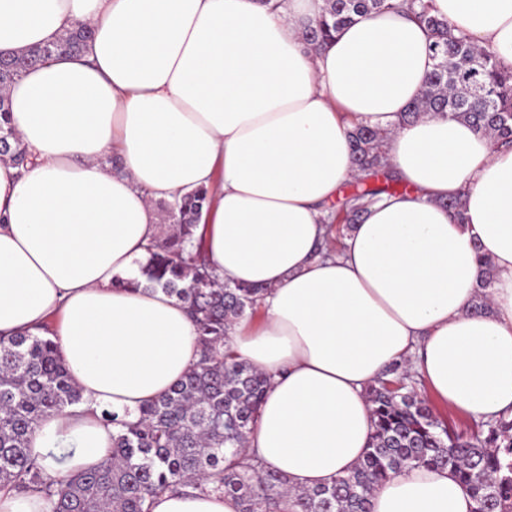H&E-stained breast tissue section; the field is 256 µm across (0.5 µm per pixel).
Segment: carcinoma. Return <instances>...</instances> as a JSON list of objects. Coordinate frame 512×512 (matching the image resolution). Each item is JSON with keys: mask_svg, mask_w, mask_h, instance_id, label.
I'll use <instances>...</instances> for the list:
<instances>
[{"mask_svg": "<svg viewBox=\"0 0 512 512\" xmlns=\"http://www.w3.org/2000/svg\"><path fill=\"white\" fill-rule=\"evenodd\" d=\"M394 9L426 26L434 61L426 90L402 121L435 112L511 144L512 68L469 38L452 35L450 21L434 13L432 0H325L304 41L320 49L342 27ZM91 38V28L77 22L55 42L0 59V157L22 168L30 162L8 123V86L62 51H85ZM383 142L381 133L366 126L351 133L359 175L336 213L338 236L365 214L362 201L406 192L390 171ZM207 203L203 188L165 203L174 232L149 248L142 268L147 286L188 303L198 359L182 380L142 405L136 416L102 412L115 433L112 452L100 463L47 478L29 454V437L44 416L80 405L84 398L50 337L0 336V492L38 493L50 504V512H151L154 497L188 489L229 496L238 512H370L375 488L416 463L449 468L471 491L478 512H512V420L475 423L469 434L451 428L435 415L421 383L399 363L366 388L374 432L349 475L330 486L294 491L285 474L266 470L256 457L246 455L245 442L269 380L250 364L224 356V337L238 319L254 313L262 289L216 280L195 237ZM483 263L484 278L472 305L476 314L488 310L486 289L495 278L491 262Z\"/></svg>", "mask_w": 512, "mask_h": 512, "instance_id": "1", "label": "carcinoma"}]
</instances>
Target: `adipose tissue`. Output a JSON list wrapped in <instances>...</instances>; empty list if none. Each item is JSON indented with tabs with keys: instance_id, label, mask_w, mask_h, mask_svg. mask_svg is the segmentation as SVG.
<instances>
[{
	"instance_id": "1",
	"label": "adipose tissue",
	"mask_w": 512,
	"mask_h": 512,
	"mask_svg": "<svg viewBox=\"0 0 512 512\" xmlns=\"http://www.w3.org/2000/svg\"><path fill=\"white\" fill-rule=\"evenodd\" d=\"M455 33L512 66V0H433ZM323 0H0V54L57 40L88 50L7 89L32 163L0 160V335L52 324L85 406L41 419L29 453L57 479L112 448L102 418L137 411L199 351L184 301L139 287L161 236L156 204L203 188L197 229L219 282L262 288L224 349L270 379L246 442L295 489L348 475L374 431L365 391L409 362L448 408L512 419V149L434 114L402 122L424 89L428 31L373 13L320 50ZM381 132L406 193L368 206L330 255L329 205L357 177L349 134ZM121 160V172L106 162ZM461 198L464 223L445 203ZM495 280L475 314L479 255ZM78 449L58 468L51 449ZM449 469L416 465L371 512H475ZM152 512H237L216 493H167Z\"/></svg>"
}]
</instances>
